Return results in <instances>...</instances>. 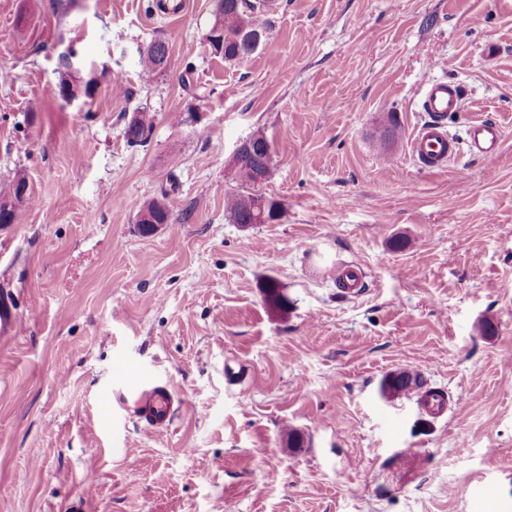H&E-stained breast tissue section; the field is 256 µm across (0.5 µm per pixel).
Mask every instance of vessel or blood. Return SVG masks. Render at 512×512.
<instances>
[{"instance_id":"obj_1","label":"vessel or blood","mask_w":512,"mask_h":512,"mask_svg":"<svg viewBox=\"0 0 512 512\" xmlns=\"http://www.w3.org/2000/svg\"><path fill=\"white\" fill-rule=\"evenodd\" d=\"M461 102L459 88L447 81L436 80L426 86L421 101L425 118L410 141L412 160L421 170H445L449 160L464 154L487 163L497 158L504 138V128L497 119L485 117L470 122L461 139L449 133L446 119L449 113L460 110ZM16 320L14 299L10 291L1 290V340L8 337ZM172 401L167 387L141 382L131 390L113 393L107 405L114 410L133 411L149 429L162 430L171 421Z\"/></svg>"}]
</instances>
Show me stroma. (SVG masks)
I'll list each match as a JSON object with an SVG mask.
<instances>
[{"instance_id": "35a3bbf8", "label": "stroma", "mask_w": 512, "mask_h": 512, "mask_svg": "<svg viewBox=\"0 0 512 512\" xmlns=\"http://www.w3.org/2000/svg\"><path fill=\"white\" fill-rule=\"evenodd\" d=\"M158 2L0 0V198L18 174L32 196L0 227L17 315L0 512H512V0H278L233 62L206 41L213 0ZM159 36L171 64L147 82ZM438 79L464 91L452 134L503 123L493 164L414 165ZM138 112L154 128L132 147ZM257 133L282 216L245 227L224 206ZM159 197L170 220L141 236ZM269 277L287 312L265 304ZM405 370L443 413L382 394ZM142 378L173 394L167 430L105 407ZM155 41H156V45L161 42H164L166 45V41L163 38H157L156 40L151 41L147 47L146 52L141 54V58H140L141 71H142V75L147 79L153 78L154 76L158 75L159 73H162V71L164 70L160 67V64L158 62L157 56L159 54L165 55L164 57L162 55H160V57H163L161 66L164 68L167 66V60H168V53H166L167 48L164 44H160V45H158V47H155ZM154 125V116L147 112L136 115L125 129V138L129 145L138 146L145 144Z\"/></svg>"}]
</instances>
